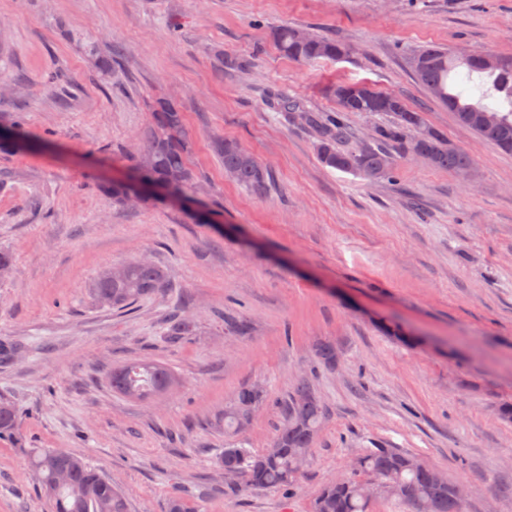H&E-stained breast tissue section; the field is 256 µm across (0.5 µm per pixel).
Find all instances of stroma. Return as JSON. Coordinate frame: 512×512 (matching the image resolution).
Returning <instances> with one entry per match:
<instances>
[{
  "mask_svg": "<svg viewBox=\"0 0 512 512\" xmlns=\"http://www.w3.org/2000/svg\"><path fill=\"white\" fill-rule=\"evenodd\" d=\"M336 38L346 58L303 64L272 32ZM512 56V0H0V125L19 114L30 149L0 153V391L18 439L0 440V512H52L29 448H63L114 478L130 512H311L318 487L366 448H398L468 486V512H512V154L459 125L417 83L411 50ZM65 75L51 83L52 72ZM348 80L402 96L467 151L474 179L398 156L397 181L323 166L314 132L272 109L313 112ZM172 95L192 135L197 198L216 223L167 201L116 207L99 186L134 167L154 99ZM268 169L265 190L229 180L211 134ZM144 258L167 286L128 309L96 304L104 267ZM195 335L171 340L174 315ZM240 315L248 329H229ZM400 326L410 342L385 335ZM341 350L317 363V343ZM150 358L178 385L153 401L113 391V368ZM309 377L327 414L296 488L224 489V408L267 392L244 438L270 447L275 402Z\"/></svg>",
  "mask_w": 512,
  "mask_h": 512,
  "instance_id": "obj_1",
  "label": "stroma"
}]
</instances>
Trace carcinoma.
<instances>
[{"label": "carcinoma", "instance_id": "obj_1", "mask_svg": "<svg viewBox=\"0 0 512 512\" xmlns=\"http://www.w3.org/2000/svg\"><path fill=\"white\" fill-rule=\"evenodd\" d=\"M274 41L283 56L301 63L338 60L348 54V48L340 41L298 27L278 28ZM484 57L480 51L428 46L409 53L407 63L415 79L448 107L460 124L501 151L512 153V57L502 58L497 67L487 66ZM464 72L486 75L505 107L494 109L466 94L457 82V76ZM325 95L336 102L338 111L310 112L299 100L284 94L273 103V109L289 121L298 114L305 115L306 125L316 133L318 160L325 167L370 180L391 179L396 173L395 150L440 170L457 173L473 167L467 152L448 148V139L425 126L420 113L393 93L376 91L365 84L332 82L325 87ZM348 112L384 115L390 121L377 127L371 140L361 141L345 120ZM152 115V123L140 136L142 152L134 172L103 184L101 191L112 198V204L124 207L141 183H157L191 211L197 177L188 161L190 136L183 112L174 102L160 97ZM211 147L226 176L253 191L265 189L267 170L253 153L221 135L212 136ZM165 285L162 268L134 260L124 264L117 276L112 274V268L103 269L91 293L98 303L123 309L154 295ZM195 328L193 319L178 316L169 335L176 339L191 336ZM315 358L323 366L334 365L336 346H317ZM177 382L170 369L151 359L129 362L111 376L114 390L136 400L153 399ZM265 401L263 390L244 386L224 408V432L231 438L224 443L220 466L240 474V482L232 490L241 494L293 488L325 418L322 401L310 381L303 378L277 403L280 424L273 440L276 451L253 452L243 447L236 436ZM19 416L15 400L0 394V438L17 434ZM29 464L41 494L51 502L54 512H129L127 496L118 484L70 452L61 456L54 448H33L29 451ZM382 486L391 489L388 497L397 499L408 512H465L466 502L458 497L456 483L419 457L397 448H369L361 453L350 471L321 485L313 499L312 512H368L371 501L381 495Z\"/></svg>", "mask_w": 512, "mask_h": 512}]
</instances>
